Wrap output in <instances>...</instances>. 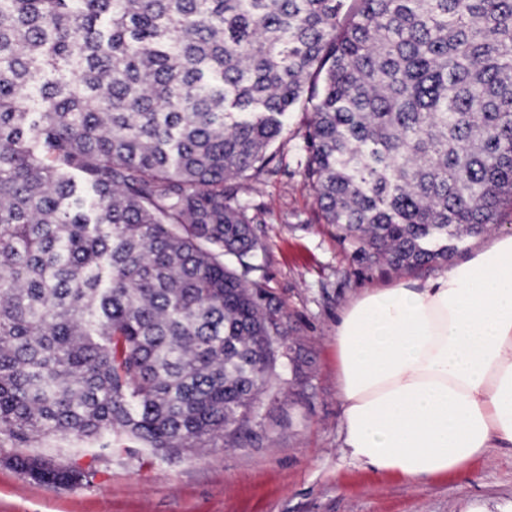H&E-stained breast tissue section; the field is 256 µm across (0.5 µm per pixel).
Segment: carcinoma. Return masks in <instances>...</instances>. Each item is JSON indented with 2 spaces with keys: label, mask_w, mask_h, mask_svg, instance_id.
<instances>
[{
  "label": "carcinoma",
  "mask_w": 512,
  "mask_h": 512,
  "mask_svg": "<svg viewBox=\"0 0 512 512\" xmlns=\"http://www.w3.org/2000/svg\"><path fill=\"white\" fill-rule=\"evenodd\" d=\"M298 107L339 239L446 261L512 206V0H0V438L237 444L288 347L237 183Z\"/></svg>",
  "instance_id": "obj_1"
}]
</instances>
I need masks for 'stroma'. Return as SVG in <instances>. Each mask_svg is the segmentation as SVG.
<instances>
[{
	"mask_svg": "<svg viewBox=\"0 0 512 512\" xmlns=\"http://www.w3.org/2000/svg\"><path fill=\"white\" fill-rule=\"evenodd\" d=\"M309 113H289L274 143L272 172L243 182L240 201L258 205L253 227L265 250L259 277L280 307L290 352L282 387L260 395V416L239 447L169 457L113 441L51 437L35 452L89 472L87 483L57 488L14 468L17 450L0 441V512H512V450L460 470L408 482L363 470L340 454L342 407L333 336L343 308L366 288L425 282L440 262L393 271L355 258L324 224L303 176Z\"/></svg>",
	"mask_w": 512,
	"mask_h": 512,
	"instance_id": "35a3bbf8",
	"label": "stroma"
}]
</instances>
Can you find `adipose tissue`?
<instances>
[{
	"label": "adipose tissue",
	"instance_id": "adipose-tissue-1",
	"mask_svg": "<svg viewBox=\"0 0 512 512\" xmlns=\"http://www.w3.org/2000/svg\"><path fill=\"white\" fill-rule=\"evenodd\" d=\"M350 464L418 481L512 447V234L426 283L365 290L334 337Z\"/></svg>",
	"mask_w": 512,
	"mask_h": 512
}]
</instances>
